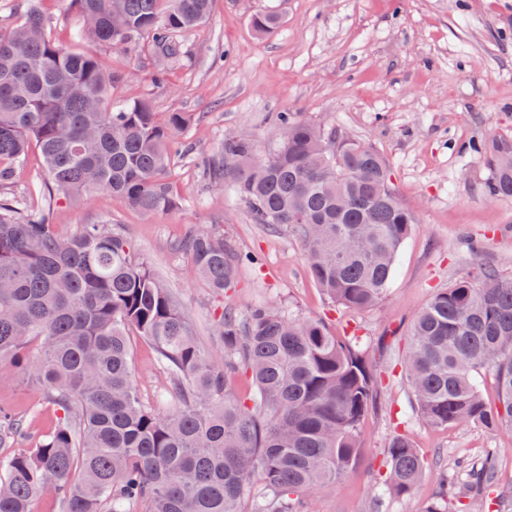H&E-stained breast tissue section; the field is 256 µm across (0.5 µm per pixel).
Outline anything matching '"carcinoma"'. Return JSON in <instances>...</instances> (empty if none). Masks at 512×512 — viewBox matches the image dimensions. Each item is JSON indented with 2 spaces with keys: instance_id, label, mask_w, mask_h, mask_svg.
<instances>
[{
  "instance_id": "1",
  "label": "carcinoma",
  "mask_w": 512,
  "mask_h": 512,
  "mask_svg": "<svg viewBox=\"0 0 512 512\" xmlns=\"http://www.w3.org/2000/svg\"><path fill=\"white\" fill-rule=\"evenodd\" d=\"M96 42L164 64L182 53L181 33L204 23L213 0H69ZM252 28L274 32L279 14L259 11ZM127 74L64 45L39 0L0 28V187L16 178L30 147L42 160L44 206L24 214L0 198V364L44 390L61 412L29 447L0 460V512H35L46 490L60 512H308L312 494L339 483L362 460L361 426L375 408L381 370L358 336L276 304L240 314L225 306L216 325L222 355L197 344L167 285L122 231L89 224L60 237L58 199L106 192L147 215L180 209L165 179L187 112L161 118L147 98L112 102ZM281 141L258 159L252 143L224 137L207 162L211 187L230 190L254 223L285 227L303 241V261L334 304L363 311L392 281L414 215L399 201L384 158L370 145L291 112L276 115ZM493 198L512 197V142L484 146ZM180 246L216 295L236 288L246 258L231 242L195 230ZM151 343L176 407L158 415L134 382L130 336ZM41 344L35 361L28 346ZM493 374L498 404L479 376ZM404 376L421 417L437 429L512 428V276L478 266L435 293L410 325ZM247 380L250 391L239 392ZM28 438L24 420L0 408V447ZM381 499L410 494L424 462L405 434L389 439ZM502 493L483 462L464 478L441 475L425 512H484Z\"/></svg>"
}]
</instances>
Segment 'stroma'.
I'll return each mask as SVG.
<instances>
[{
  "instance_id": "obj_1",
  "label": "stroma",
  "mask_w": 512,
  "mask_h": 512,
  "mask_svg": "<svg viewBox=\"0 0 512 512\" xmlns=\"http://www.w3.org/2000/svg\"><path fill=\"white\" fill-rule=\"evenodd\" d=\"M283 15L272 34H256L257 9ZM184 56L164 82L150 79L158 61L103 48L91 38L75 49L99 55L107 70L126 73L113 101L149 98L160 115L188 112L178 139L187 150L173 159L168 179L183 198L180 210L149 216L118 198L96 193L57 201L52 221L65 237L87 224H109L133 242L141 259L172 289L204 350L218 348L214 317L222 305L247 312L275 303L322 320L340 335L361 336L383 369L376 408L362 425L364 459L356 473L320 488L310 512H372L378 469L394 433H408L424 457L418 487L385 499L383 512H423L440 469L492 454L512 512V428L437 430L419 419L402 363L410 323L429 299L474 266L512 274V198L489 199L491 166L476 143L512 140V0H214L210 19L180 38ZM295 112L372 145L386 160L403 205L417 218L397 256L394 279L374 307L354 312L331 303L303 263L302 241L287 229L253 223L244 203L214 192L202 162L227 133L251 140L269 158L279 145L274 116ZM37 150L0 194L25 212L37 211ZM221 235L259 264L239 270L225 297L198 279L178 248L187 229ZM130 353L144 403L173 410L169 380L153 346L135 336ZM0 405L11 407L40 435L56 411L42 390L10 366L0 367Z\"/></svg>"
}]
</instances>
